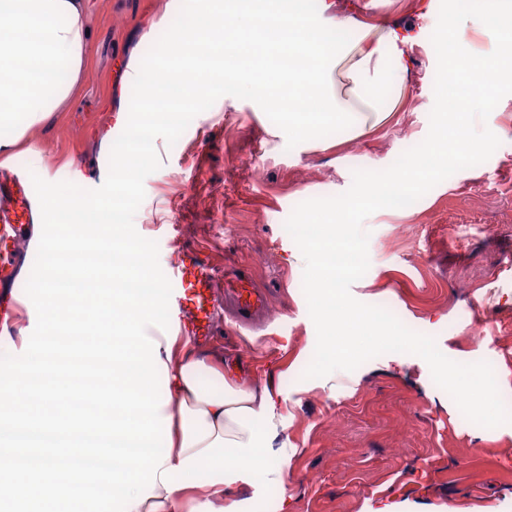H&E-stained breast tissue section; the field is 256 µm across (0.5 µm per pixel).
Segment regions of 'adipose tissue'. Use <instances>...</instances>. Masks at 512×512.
Wrapping results in <instances>:
<instances>
[{
  "label": "adipose tissue",
  "instance_id": "obj_1",
  "mask_svg": "<svg viewBox=\"0 0 512 512\" xmlns=\"http://www.w3.org/2000/svg\"><path fill=\"white\" fill-rule=\"evenodd\" d=\"M250 25L227 29V10ZM0 156L11 158L25 134L59 111L71 97L89 51L84 0H0ZM289 25L292 59L263 35L270 23ZM411 34L365 23L357 42L334 30L319 32L282 10L280 0H206L202 12L185 13L173 44L152 63L130 59L129 78L140 97L141 118L208 102L227 83L251 86L270 110L284 115L289 132L308 139L330 127L362 133L384 109L404 70ZM342 66V91L328 87L331 63ZM161 352L168 386L170 456L159 469L151 497L128 512H180L183 501L223 495L248 474L279 472L288 454L275 447L278 391L267 384L240 385L222 358L199 351L187 338L166 339Z\"/></svg>",
  "mask_w": 512,
  "mask_h": 512
}]
</instances>
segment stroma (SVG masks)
<instances>
[{
    "label": "stroma",
    "mask_w": 512,
    "mask_h": 512,
    "mask_svg": "<svg viewBox=\"0 0 512 512\" xmlns=\"http://www.w3.org/2000/svg\"><path fill=\"white\" fill-rule=\"evenodd\" d=\"M84 4L90 50L76 90L30 132L12 165L58 182L77 160L95 189L125 127L123 107L140 95L124 66L133 56L157 58L183 8L178 0ZM438 10L437 0H300V15L316 29L343 21L345 43L358 41L368 21L419 32L398 105L360 135L295 138L280 113L239 84L224 85L176 122L154 116L161 166L144 181L134 226L157 242L160 266L175 246L203 248L216 267L247 268L273 291L268 328L219 320L206 346L243 384L269 382L279 392L275 445L288 451L281 479L224 490L225 499L247 501L249 512H371L382 502L407 512H512V424L469 422L422 358L386 353L332 378L302 376L316 330L302 289L305 261L284 224L298 203L345 192L355 170L385 169L426 137ZM486 125L501 141L486 162L409 206L368 217L370 266L351 294L435 337L451 360L489 362L512 409V99ZM40 231L33 225L17 247L11 291L19 306L0 326V352L17 353L35 328L25 285Z\"/></svg>",
    "instance_id": "stroma-1"
}]
</instances>
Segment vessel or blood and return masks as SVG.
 <instances>
[{
  "mask_svg": "<svg viewBox=\"0 0 512 512\" xmlns=\"http://www.w3.org/2000/svg\"><path fill=\"white\" fill-rule=\"evenodd\" d=\"M37 197L29 172L0 168V275L13 276L15 243L33 224ZM172 286L169 316L179 335L207 339L214 334L215 278L224 281V315L242 328L271 321V296L237 267L216 272L199 249L177 250L166 272Z\"/></svg>",
  "mask_w": 512,
  "mask_h": 512,
  "instance_id": "1",
  "label": "vessel or blood"
}]
</instances>
